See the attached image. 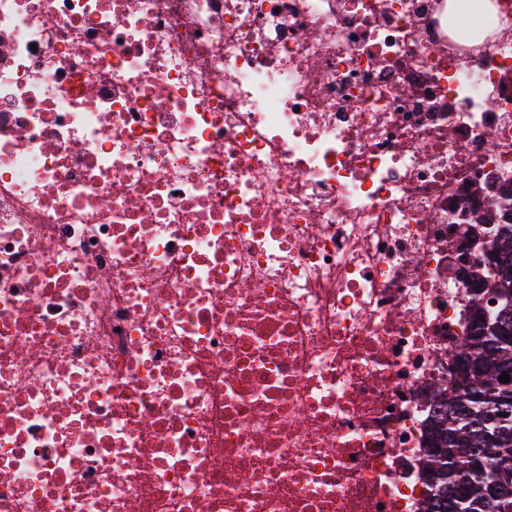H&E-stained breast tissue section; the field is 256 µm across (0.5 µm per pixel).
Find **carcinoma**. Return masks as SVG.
<instances>
[{"instance_id":"carcinoma-1","label":"carcinoma","mask_w":512,"mask_h":512,"mask_svg":"<svg viewBox=\"0 0 512 512\" xmlns=\"http://www.w3.org/2000/svg\"><path fill=\"white\" fill-rule=\"evenodd\" d=\"M490 287L512 297V226L487 271ZM460 352L465 368L450 409L436 425L427 468L436 487L438 512H512V303L496 316L476 313V325Z\"/></svg>"}]
</instances>
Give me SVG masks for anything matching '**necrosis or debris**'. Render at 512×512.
I'll return each instance as SVG.
<instances>
[{
	"label": "necrosis or debris",
	"mask_w": 512,
	"mask_h": 512,
	"mask_svg": "<svg viewBox=\"0 0 512 512\" xmlns=\"http://www.w3.org/2000/svg\"><path fill=\"white\" fill-rule=\"evenodd\" d=\"M0 0V512H432L512 197V0Z\"/></svg>",
	"instance_id": "necrosis-or-debris-1"
}]
</instances>
